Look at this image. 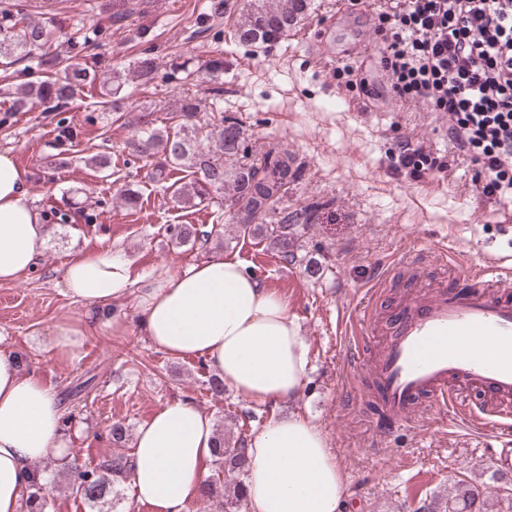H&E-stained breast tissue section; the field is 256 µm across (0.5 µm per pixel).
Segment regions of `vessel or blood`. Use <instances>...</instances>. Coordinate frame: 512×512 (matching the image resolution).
Listing matches in <instances>:
<instances>
[{
	"mask_svg": "<svg viewBox=\"0 0 512 512\" xmlns=\"http://www.w3.org/2000/svg\"><path fill=\"white\" fill-rule=\"evenodd\" d=\"M379 294L369 290L368 305L349 324L357 352L366 348ZM370 374L393 425L420 415L427 403L478 430L512 419V263L488 260L467 272L463 286L407 299Z\"/></svg>",
	"mask_w": 512,
	"mask_h": 512,
	"instance_id": "b4317fda",
	"label": "vessel or blood"
}]
</instances>
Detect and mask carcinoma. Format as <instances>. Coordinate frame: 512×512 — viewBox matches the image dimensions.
I'll use <instances>...</instances> for the list:
<instances>
[{
    "label": "carcinoma",
    "mask_w": 512,
    "mask_h": 512,
    "mask_svg": "<svg viewBox=\"0 0 512 512\" xmlns=\"http://www.w3.org/2000/svg\"><path fill=\"white\" fill-rule=\"evenodd\" d=\"M311 0H239V14L234 39L242 46L271 45L288 34L306 17ZM52 40V32L40 22H24L5 17L0 24V45L8 43L24 57L38 58V66L57 70L53 81L29 85L25 95L37 99L45 108L67 102L93 86L96 73L88 67L72 64L57 56H49L44 49ZM155 63L150 58L136 61L132 74L146 85L155 78ZM179 131L163 133L155 129L143 131L129 142L132 153L150 158L161 154L170 166H188L193 179L177 189L186 200L203 201L210 191L229 187V199L238 222L239 233L261 238L278 249L286 260L294 259L291 249L300 229L315 222L312 209L282 211L278 223H265L266 213L280 198L282 191L298 174L295 156L271 143L256 162H248L249 145L242 124L232 116H223L207 133L211 145L207 150L196 146L198 105L184 101L172 113ZM180 242L206 243L212 232L190 224L174 227ZM115 451L102 457L91 467L64 464L69 472L72 493L81 498L92 512H112L118 501V486L128 477V454L125 448L127 427L115 422L111 428ZM247 438L219 439L212 465L214 473L203 485L201 495L212 498L218 486L228 488L233 504L247 502L245 482L247 472ZM32 478L23 503L25 512H46L47 487L42 470L31 469ZM423 512H512V493L489 499L479 489L463 480L455 482L448 497L421 506Z\"/></svg>",
    "instance_id": "carcinoma-1"
}]
</instances>
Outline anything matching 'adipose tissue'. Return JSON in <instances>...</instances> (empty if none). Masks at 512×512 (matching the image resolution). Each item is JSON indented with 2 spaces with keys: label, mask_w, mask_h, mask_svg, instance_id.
Here are the masks:
<instances>
[{
  "label": "adipose tissue",
  "mask_w": 512,
  "mask_h": 512,
  "mask_svg": "<svg viewBox=\"0 0 512 512\" xmlns=\"http://www.w3.org/2000/svg\"><path fill=\"white\" fill-rule=\"evenodd\" d=\"M46 238L23 171L1 153L0 283L35 271ZM63 280L84 312L55 324L51 347L58 357L75 358L100 311L133 294L139 323L158 350L201 359L251 400L274 404L301 390L308 357L298 324L285 300L239 259L212 256L140 284L128 261L105 247L71 259ZM63 415L56 390L0 352V512H22L30 463L68 455ZM216 446L209 415L185 400L167 403L139 427L130 451L135 502L184 512L200 494ZM247 456L252 512H340L345 486L317 425L294 415L275 418L251 439Z\"/></svg>",
  "instance_id": "obj_1"
}]
</instances>
